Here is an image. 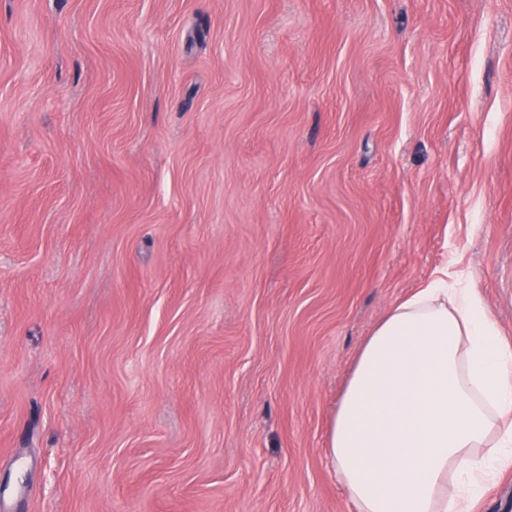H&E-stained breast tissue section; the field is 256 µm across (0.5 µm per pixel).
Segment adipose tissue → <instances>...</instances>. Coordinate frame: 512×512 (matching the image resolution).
Masks as SVG:
<instances>
[{
    "label": "adipose tissue",
    "mask_w": 512,
    "mask_h": 512,
    "mask_svg": "<svg viewBox=\"0 0 512 512\" xmlns=\"http://www.w3.org/2000/svg\"><path fill=\"white\" fill-rule=\"evenodd\" d=\"M327 455L356 512H473L512 468V340L438 268L362 346Z\"/></svg>",
    "instance_id": "1"
}]
</instances>
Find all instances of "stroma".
<instances>
[{
  "label": "stroma",
  "instance_id": "stroma-1",
  "mask_svg": "<svg viewBox=\"0 0 512 512\" xmlns=\"http://www.w3.org/2000/svg\"><path fill=\"white\" fill-rule=\"evenodd\" d=\"M445 262L512 339V0H0L7 512H354L328 421Z\"/></svg>",
  "mask_w": 512,
  "mask_h": 512
}]
</instances>
